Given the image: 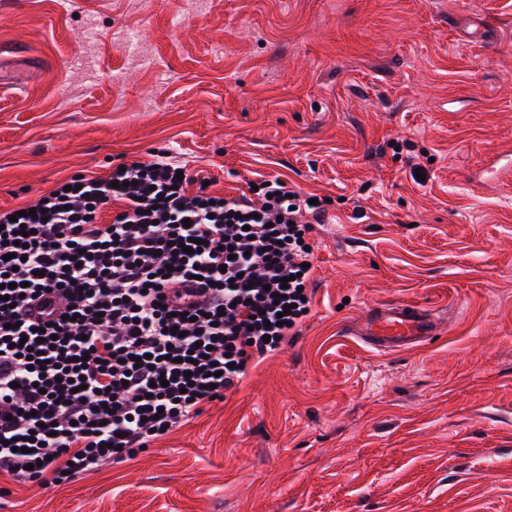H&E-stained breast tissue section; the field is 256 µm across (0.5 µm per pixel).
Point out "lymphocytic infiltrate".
<instances>
[{"label": "lymphocytic infiltrate", "mask_w": 512, "mask_h": 512, "mask_svg": "<svg viewBox=\"0 0 512 512\" xmlns=\"http://www.w3.org/2000/svg\"><path fill=\"white\" fill-rule=\"evenodd\" d=\"M36 207L0 210V478L56 485L134 458L235 391L310 307L324 209L283 179L227 197L131 162Z\"/></svg>", "instance_id": "lymphocytic-infiltrate-1"}]
</instances>
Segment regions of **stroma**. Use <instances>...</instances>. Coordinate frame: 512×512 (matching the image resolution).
<instances>
[{
    "mask_svg": "<svg viewBox=\"0 0 512 512\" xmlns=\"http://www.w3.org/2000/svg\"><path fill=\"white\" fill-rule=\"evenodd\" d=\"M2 46L0 209L163 152L326 212L235 393L0 512H512V0H0ZM394 302L436 334L347 335Z\"/></svg>",
    "mask_w": 512,
    "mask_h": 512,
    "instance_id": "obj_1",
    "label": "stroma"
}]
</instances>
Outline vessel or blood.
Here are the masks:
<instances>
[{
  "instance_id": "obj_1",
  "label": "vessel or blood",
  "mask_w": 512,
  "mask_h": 512,
  "mask_svg": "<svg viewBox=\"0 0 512 512\" xmlns=\"http://www.w3.org/2000/svg\"><path fill=\"white\" fill-rule=\"evenodd\" d=\"M436 327L433 317L408 303L380 304L350 327L353 335L382 351L415 346L432 336Z\"/></svg>"
}]
</instances>
